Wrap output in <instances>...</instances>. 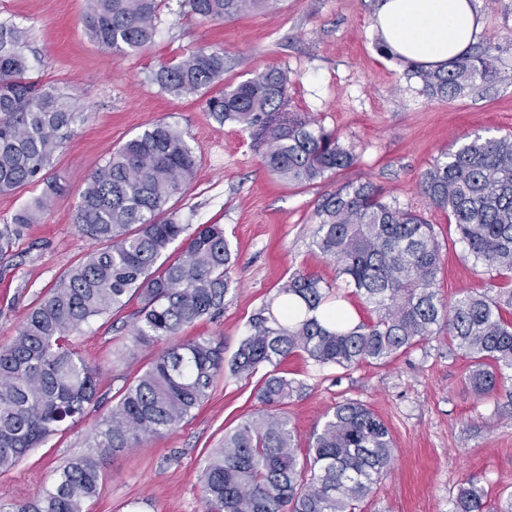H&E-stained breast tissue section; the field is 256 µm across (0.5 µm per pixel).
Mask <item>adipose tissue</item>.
I'll return each instance as SVG.
<instances>
[{"instance_id":"1","label":"adipose tissue","mask_w":512,"mask_h":512,"mask_svg":"<svg viewBox=\"0 0 512 512\" xmlns=\"http://www.w3.org/2000/svg\"><path fill=\"white\" fill-rule=\"evenodd\" d=\"M377 24L393 51L435 67L469 52L479 28L469 0H382Z\"/></svg>"}]
</instances>
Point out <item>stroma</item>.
<instances>
[{
	"mask_svg": "<svg viewBox=\"0 0 512 512\" xmlns=\"http://www.w3.org/2000/svg\"><path fill=\"white\" fill-rule=\"evenodd\" d=\"M381 0H276L221 22L184 13L165 0L148 47L104 53L81 22L85 0H0V22L27 28L38 61L31 76L73 94L86 119L57 153L48 172L60 185L48 211L0 255V344L15 336L24 315L94 247L74 222L82 179L112 149L157 122L180 129L198 156L188 189L171 209L183 224H220L234 257L224 311L185 328L181 339L212 336L232 359L252 316L301 271L335 283L336 266L313 246L311 220L329 185H292L263 167L248 131L219 123L205 94L177 98L153 74L202 45L224 53V81L238 84L266 67L288 79V106L336 132L358 160L335 180L368 181L387 200L420 210L442 245L440 294L445 302L481 292L491 272L453 242L445 212L428 207L421 175L442 149L465 135L512 133V0H472L480 18L474 46L491 48L499 79L445 100L421 90L405 64L380 49ZM137 302L103 314L69 338L99 371V402L75 425L0 471V502L24 501L49 486L70 459L86 453L115 393L141 375L154 354L129 336ZM469 362L449 351L447 335L383 366L320 368L293 355L279 369L302 383L285 412L300 447L325 415L346 398L363 402L389 427L395 460L361 512H452L460 483L483 488L488 504L512 494V402L475 396L465 383ZM257 378L216 380L208 398L173 433L105 457L99 493L88 512H204L200 471L227 431L258 411Z\"/></svg>",
	"mask_w": 512,
	"mask_h": 512,
	"instance_id": "1",
	"label": "stroma"
}]
</instances>
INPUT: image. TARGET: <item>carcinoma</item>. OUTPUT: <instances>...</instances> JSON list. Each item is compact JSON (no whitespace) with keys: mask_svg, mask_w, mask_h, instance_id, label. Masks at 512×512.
Returning a JSON list of instances; mask_svg holds the SVG:
<instances>
[{"mask_svg":"<svg viewBox=\"0 0 512 512\" xmlns=\"http://www.w3.org/2000/svg\"><path fill=\"white\" fill-rule=\"evenodd\" d=\"M268 0H182L201 21L245 15ZM160 0H86L89 37L106 53L138 51L153 40ZM29 33L0 23V192L42 182L46 189L0 226V252L51 206L60 186L48 181L56 152L84 115L72 96L29 73ZM411 75L432 96L453 99L499 77L491 48L446 66ZM224 81L223 52L201 46L161 66L160 88L196 95ZM221 122L248 130L269 173L290 184L323 182L354 165L356 154L303 112L288 110V82L267 67L206 101ZM198 158L181 131L157 122L113 150L87 174L74 221L99 247L28 310L13 340L0 345V471L98 402L96 370L68 346V337L93 318L131 300L140 302L130 336L150 347L224 311L232 251L221 224L189 225L167 215L170 200L190 185ZM427 204L448 213L473 261L512 280V134L474 136L442 153L421 176ZM313 245L336 263L346 287L375 317L354 318L332 286L296 272L250 321L229 366L213 336L160 349L150 366L118 391L87 453L60 469L51 488L0 512H85L102 479L98 459L143 440L174 432L192 418L217 378H250L262 367L263 408L224 433L206 459L200 483L205 512H359L395 458L386 424L365 404L334 407L311 445L300 448L284 409L302 385L278 371L303 353L316 366L349 369L382 365L448 335V347L469 361L466 383L478 397L500 390L512 398V289L495 298L467 294L453 303L439 296L442 245L433 225L386 200L370 182L337 184L317 200ZM183 239L182 255L164 258ZM453 512H512V497L491 507L471 481L457 489Z\"/></svg>","mask_w":512,"mask_h":512,"instance_id":"cac0c4a2","label":"carcinoma"}]
</instances>
